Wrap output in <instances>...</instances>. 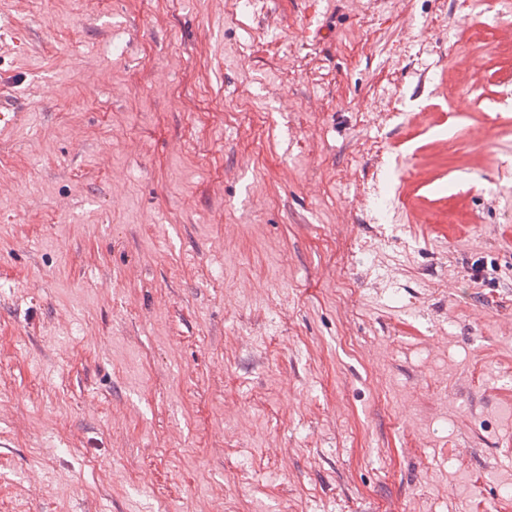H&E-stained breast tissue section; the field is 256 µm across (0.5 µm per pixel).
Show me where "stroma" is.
<instances>
[{
    "label": "stroma",
    "mask_w": 512,
    "mask_h": 512,
    "mask_svg": "<svg viewBox=\"0 0 512 512\" xmlns=\"http://www.w3.org/2000/svg\"><path fill=\"white\" fill-rule=\"evenodd\" d=\"M1 112L0 512H512L493 6L0 0Z\"/></svg>",
    "instance_id": "stroma-1"
}]
</instances>
